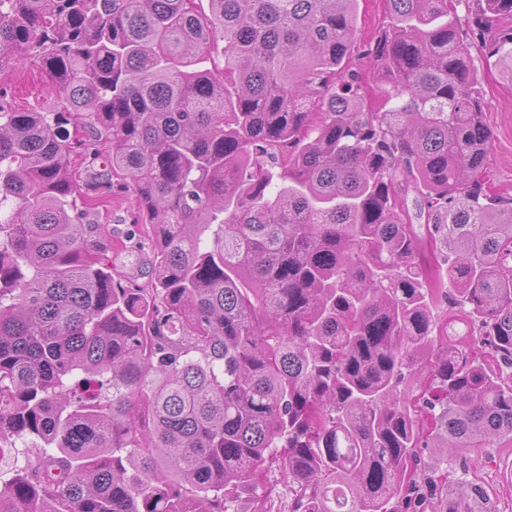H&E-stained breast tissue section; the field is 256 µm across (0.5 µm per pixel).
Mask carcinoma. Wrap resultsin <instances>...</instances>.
I'll list each match as a JSON object with an SVG mask.
<instances>
[{"mask_svg":"<svg viewBox=\"0 0 512 512\" xmlns=\"http://www.w3.org/2000/svg\"><path fill=\"white\" fill-rule=\"evenodd\" d=\"M201 2L0 0L53 99L0 95V512H259L274 463L288 512H476L443 449L512 443V198L463 25L512 85V0H385L370 87L358 0ZM94 195L101 201L97 207L98 214L92 215L94 222L112 228L114 237L126 232L133 224L136 212L131 191L115 183L112 191L101 188Z\"/></svg>","mask_w":512,"mask_h":512,"instance_id":"cac0c4a2","label":"carcinoma"}]
</instances>
